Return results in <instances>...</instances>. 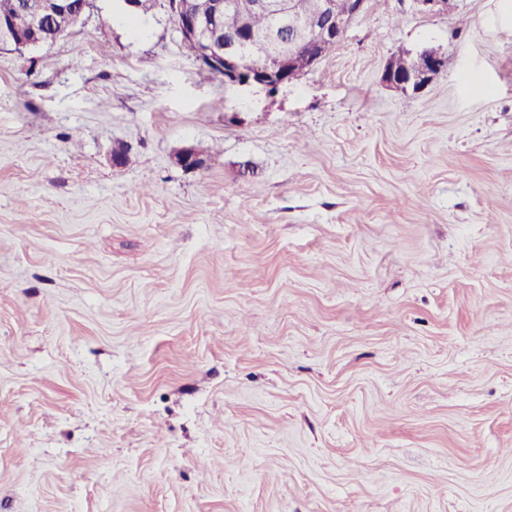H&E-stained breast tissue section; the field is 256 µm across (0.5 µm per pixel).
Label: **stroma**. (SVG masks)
<instances>
[{"label":"stroma","mask_w":512,"mask_h":512,"mask_svg":"<svg viewBox=\"0 0 512 512\" xmlns=\"http://www.w3.org/2000/svg\"><path fill=\"white\" fill-rule=\"evenodd\" d=\"M0 512H512V0L273 93L167 0L0 49ZM435 62L432 64V71L423 69H407L408 66H417L418 68H424L427 66V57L424 54H418L415 57L409 55L408 52H402L399 54H393L391 56V64L396 67L397 72L405 71L401 74H396L394 70L386 65L383 72V81L392 88L398 89L403 92L419 91L429 79L441 69L438 64L440 57L437 54L433 55ZM407 69V71H406Z\"/></svg>","instance_id":"stroma-1"}]
</instances>
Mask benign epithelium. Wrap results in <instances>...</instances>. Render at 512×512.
Segmentation results:
<instances>
[{
    "mask_svg": "<svg viewBox=\"0 0 512 512\" xmlns=\"http://www.w3.org/2000/svg\"><path fill=\"white\" fill-rule=\"evenodd\" d=\"M351 2V12L338 14L331 0H254L253 10L273 20L272 29L262 35L250 32L245 21L237 32L221 29V19L232 7V0H213L206 15L197 13L191 0H169V8L180 37L203 46L200 61L205 68L222 71L224 83L231 86L271 89L297 79L300 68L312 69L343 40L368 0ZM90 5L91 0H23L14 13L0 17V48L53 42L56 35L45 32L44 18L63 14L77 21ZM248 46L259 48L256 64L249 70L241 67L243 50ZM433 59L430 71L409 68L397 74L387 67L383 81L403 92H417L440 70L436 63L439 56L435 54ZM175 162L187 170L204 166V159L192 148L181 150Z\"/></svg>",
    "mask_w": 512,
    "mask_h": 512,
    "instance_id": "1",
    "label": "benign epithelium"
}]
</instances>
